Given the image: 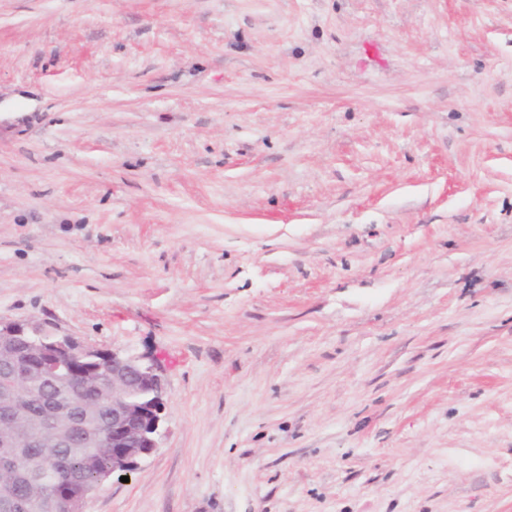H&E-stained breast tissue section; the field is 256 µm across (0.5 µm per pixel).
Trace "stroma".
<instances>
[{
	"label": "stroma",
	"mask_w": 512,
	"mask_h": 512,
	"mask_svg": "<svg viewBox=\"0 0 512 512\" xmlns=\"http://www.w3.org/2000/svg\"><path fill=\"white\" fill-rule=\"evenodd\" d=\"M0 321L164 363L83 512H512V0H0Z\"/></svg>",
	"instance_id": "stroma-1"
}]
</instances>
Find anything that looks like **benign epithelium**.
<instances>
[{
  "mask_svg": "<svg viewBox=\"0 0 512 512\" xmlns=\"http://www.w3.org/2000/svg\"><path fill=\"white\" fill-rule=\"evenodd\" d=\"M41 328L0 321V342L26 340ZM56 352L39 366L12 353L0 361V477L15 489L53 461L44 451L56 448H99L110 445L112 470L132 471L157 448V435L165 408L166 387L156 357L120 350H104L73 336L53 335ZM87 358H104L109 367L96 369L97 382L108 395L86 394L78 365ZM112 420L100 422L106 407ZM36 415L40 429L31 432L21 421ZM56 496L34 498L12 494L7 508L13 512H53Z\"/></svg>",
  "mask_w": 512,
  "mask_h": 512,
  "instance_id": "obj_1",
  "label": "benign epithelium"
}]
</instances>
